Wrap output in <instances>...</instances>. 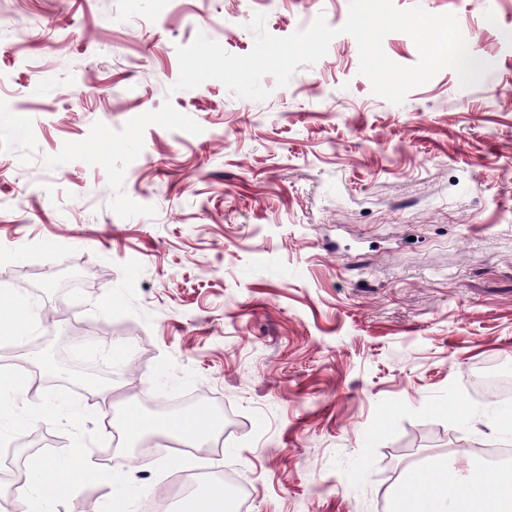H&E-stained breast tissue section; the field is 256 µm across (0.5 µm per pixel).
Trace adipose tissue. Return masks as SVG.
Instances as JSON below:
<instances>
[{"label": "adipose tissue", "mask_w": 512, "mask_h": 512, "mask_svg": "<svg viewBox=\"0 0 512 512\" xmlns=\"http://www.w3.org/2000/svg\"><path fill=\"white\" fill-rule=\"evenodd\" d=\"M123 430L130 442L152 435L185 446L183 461H190L191 450L200 449L215 431L210 413L187 412L173 419L129 409ZM33 481L22 487L19 497L29 512H53L52 507L69 499L85 484L106 479V472L86 462L82 449H74L64 461L39 460L32 465ZM403 489L396 496L397 512H512V471L487 475L475 462L464 472H449L446 465L435 467L433 476L411 468L402 478Z\"/></svg>", "instance_id": "obj_1"}]
</instances>
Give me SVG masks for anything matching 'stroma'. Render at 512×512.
<instances>
[{"label": "stroma", "mask_w": 512, "mask_h": 512, "mask_svg": "<svg viewBox=\"0 0 512 512\" xmlns=\"http://www.w3.org/2000/svg\"><path fill=\"white\" fill-rule=\"evenodd\" d=\"M348 2L0 0V278L38 313L0 366L39 382L4 439L24 481L77 441L118 475L58 512L173 510L189 478L248 512H389L425 458L512 448V396L481 390L512 366V0H394L456 15L491 65L470 87L444 69L392 104L342 34L264 101L172 88L197 34L244 55L254 14L286 37ZM80 334L111 417L61 381ZM192 397L231 426L195 462L113 445L128 407Z\"/></svg>", "instance_id": "obj_1"}]
</instances>
